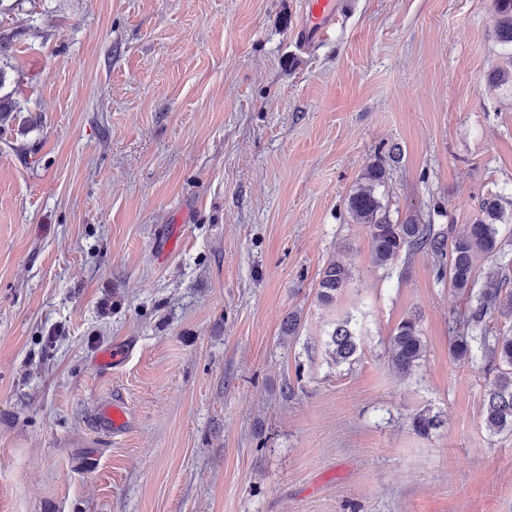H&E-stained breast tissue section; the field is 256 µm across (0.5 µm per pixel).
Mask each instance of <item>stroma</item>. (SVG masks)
<instances>
[{"mask_svg": "<svg viewBox=\"0 0 512 512\" xmlns=\"http://www.w3.org/2000/svg\"><path fill=\"white\" fill-rule=\"evenodd\" d=\"M304 2L0 0V512H512V433L449 352L465 297L429 252L377 265L347 209L377 160L395 223L458 235L496 195L512 263L496 0H350L309 52ZM333 258L352 279L324 305ZM390 359L397 371L409 376L421 365L425 344L419 327V317L412 315L402 320L389 338ZM360 338L350 319L335 323L325 343V353L335 365L351 362L360 347ZM98 421L101 425L112 432L123 429L128 420V414L125 406L114 401L112 404L104 407L98 413Z\"/></svg>", "mask_w": 512, "mask_h": 512, "instance_id": "35a3bbf8", "label": "stroma"}]
</instances>
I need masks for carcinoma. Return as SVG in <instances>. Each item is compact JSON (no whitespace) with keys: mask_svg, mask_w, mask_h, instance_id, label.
I'll return each mask as SVG.
<instances>
[{"mask_svg":"<svg viewBox=\"0 0 512 512\" xmlns=\"http://www.w3.org/2000/svg\"><path fill=\"white\" fill-rule=\"evenodd\" d=\"M496 32L499 41L512 47V0H497ZM388 177L380 161L369 164L360 182L348 198V212L357 224H363L371 237L376 263L386 266L402 254L429 251L441 258L436 278L444 280L458 292L467 295L468 305L462 320L455 323L450 338V352L455 360L466 364L476 358L484 361L486 380L483 393V416L486 427L496 433L512 432V336L491 334L490 323L499 316L512 317V293L506 291L507 276L503 271L489 273L476 296H470L474 284L473 268L476 257L495 260L501 251L497 222L503 210L496 195L485 198L480 215L469 225L465 234L449 235L432 224H420L410 218L393 223L382 203L379 189ZM352 278L344 264L332 259L322 268L317 285V300L330 304ZM479 329L481 355H476L471 330ZM360 347V338L351 320L335 323L325 343V353L335 365L352 361ZM390 359L397 371L409 376L421 365L425 344L419 327V317L402 320L389 338ZM439 425L436 416L426 412L412 419V429L427 436Z\"/></svg>","mask_w":512,"mask_h":512,"instance_id":"1","label":"carcinoma"}]
</instances>
